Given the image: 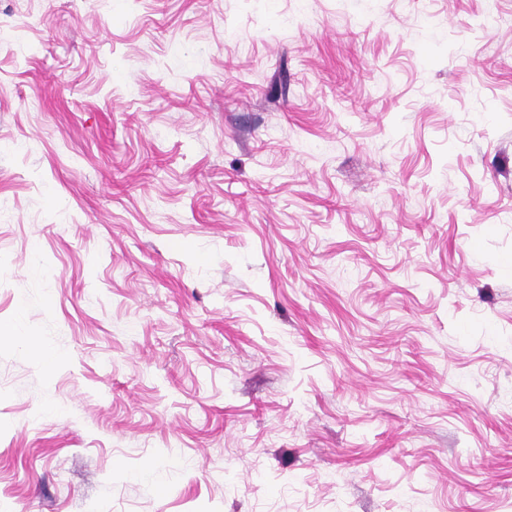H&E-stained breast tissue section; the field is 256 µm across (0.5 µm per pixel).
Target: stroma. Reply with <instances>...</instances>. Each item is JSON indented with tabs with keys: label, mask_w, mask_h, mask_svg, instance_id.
<instances>
[{
	"label": "stroma",
	"mask_w": 512,
	"mask_h": 512,
	"mask_svg": "<svg viewBox=\"0 0 512 512\" xmlns=\"http://www.w3.org/2000/svg\"><path fill=\"white\" fill-rule=\"evenodd\" d=\"M0 329V512H512V0H0Z\"/></svg>",
	"instance_id": "35a3bbf8"
}]
</instances>
